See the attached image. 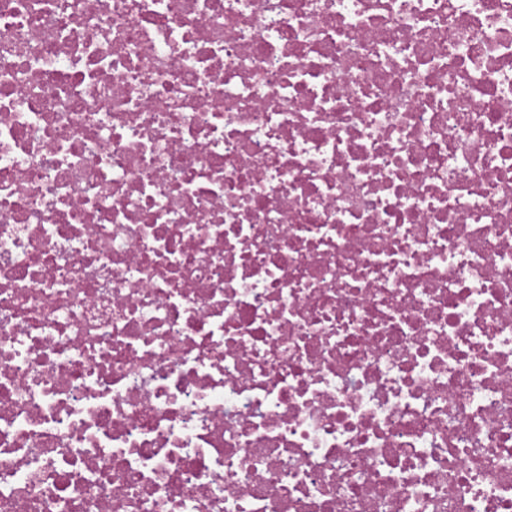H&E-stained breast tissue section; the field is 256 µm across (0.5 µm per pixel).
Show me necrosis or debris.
I'll use <instances>...</instances> for the list:
<instances>
[{"label":"necrosis or debris","instance_id":"obj_1","mask_svg":"<svg viewBox=\"0 0 512 512\" xmlns=\"http://www.w3.org/2000/svg\"><path fill=\"white\" fill-rule=\"evenodd\" d=\"M0 512H512V0H0Z\"/></svg>","mask_w":512,"mask_h":512}]
</instances>
